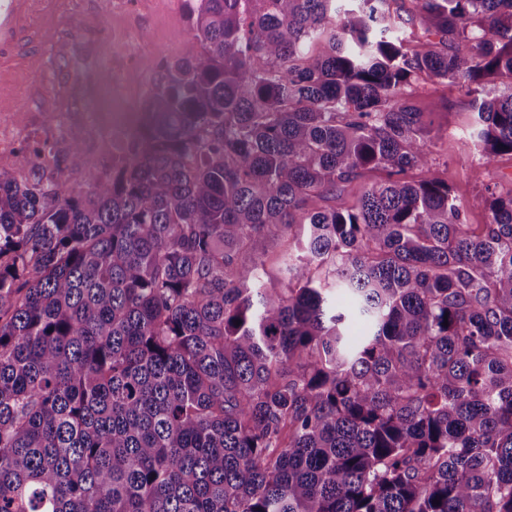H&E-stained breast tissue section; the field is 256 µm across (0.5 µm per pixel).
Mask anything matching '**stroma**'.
<instances>
[{"label": "stroma", "mask_w": 512, "mask_h": 512, "mask_svg": "<svg viewBox=\"0 0 512 512\" xmlns=\"http://www.w3.org/2000/svg\"><path fill=\"white\" fill-rule=\"evenodd\" d=\"M27 40L39 61L31 78L0 96V113L28 114L31 132L19 158L47 147L40 115L70 119L81 112L123 111L138 88L143 65L178 56L192 32L182 0H62L52 16L30 20ZM412 100L445 136L430 164L468 206L467 221L483 224L485 186L512 193V158L481 163L471 146L473 107L458 86L420 80Z\"/></svg>", "instance_id": "stroma-1"}]
</instances>
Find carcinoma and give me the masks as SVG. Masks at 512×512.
Instances as JSON below:
<instances>
[{"label": "carcinoma", "instance_id": "cac0c4a2", "mask_svg": "<svg viewBox=\"0 0 512 512\" xmlns=\"http://www.w3.org/2000/svg\"><path fill=\"white\" fill-rule=\"evenodd\" d=\"M391 2L184 0L112 176L0 169V512H512V195L410 93L512 156V0ZM412 100L426 112L433 127L440 128L444 134L438 146L432 148V170L446 179L455 194L467 204V224H485L487 210L480 202L485 193L484 185L490 184L503 195L512 193V158H493L481 167V174H477L484 160H480L471 146L474 110L470 98L465 97L458 86L420 79Z\"/></svg>", "mask_w": 512, "mask_h": 512}]
</instances>
